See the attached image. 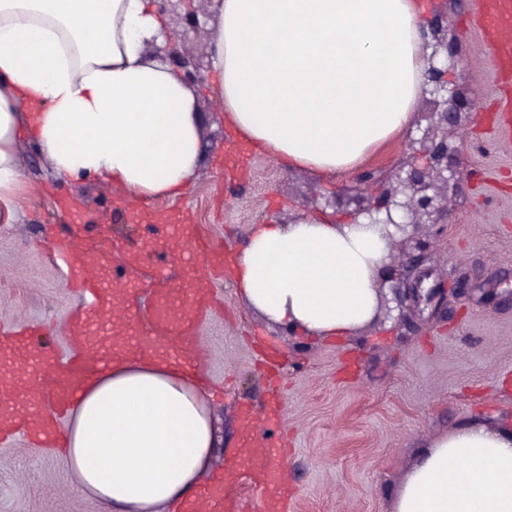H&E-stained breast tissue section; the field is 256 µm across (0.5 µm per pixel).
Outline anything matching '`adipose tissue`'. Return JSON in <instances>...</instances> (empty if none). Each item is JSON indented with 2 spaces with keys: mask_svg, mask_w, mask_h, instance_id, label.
<instances>
[{
  "mask_svg": "<svg viewBox=\"0 0 512 512\" xmlns=\"http://www.w3.org/2000/svg\"><path fill=\"white\" fill-rule=\"evenodd\" d=\"M210 55L232 136L288 169L342 174L402 135L421 99L428 0H213ZM153 0H0V199L17 196L27 125L58 177L96 174L132 200L168 198L197 171L195 96L168 65ZM388 243L378 224H256L229 273L266 320L351 336L377 312ZM214 426L199 380L123 355L86 383L67 462L113 512L194 498ZM395 512H512V429L437 439Z\"/></svg>",
  "mask_w": 512,
  "mask_h": 512,
  "instance_id": "adipose-tissue-1",
  "label": "adipose tissue"
}]
</instances>
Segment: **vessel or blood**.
<instances>
[{
  "mask_svg": "<svg viewBox=\"0 0 512 512\" xmlns=\"http://www.w3.org/2000/svg\"><path fill=\"white\" fill-rule=\"evenodd\" d=\"M481 43L488 50L497 75L496 110L501 119L496 138L512 140V0H483L475 20ZM178 236L189 239L190 249L204 270L217 273L224 267L221 241L204 235L194 224L177 225ZM110 253L89 255L81 242L68 248L67 281L83 297L84 306L68 319L66 334L70 349L66 376H59L54 354L40 335L43 326L27 323L0 325V442L17 431H24L38 449L57 448L62 436L55 426L56 416L70 411L81 383L112 361V347L125 336L157 344L160 337L176 339L172 358L194 369H201L199 347L202 319L215 302L210 288H158L155 308L147 323L134 322L133 299H121L112 287L108 271ZM278 448L252 456V476L263 503L261 512H279L285 499ZM235 487L222 475L203 479L198 498L184 512H241Z\"/></svg>",
  "mask_w": 512,
  "mask_h": 512,
  "instance_id": "vessel-or-blood-1",
  "label": "vessel or blood"
}]
</instances>
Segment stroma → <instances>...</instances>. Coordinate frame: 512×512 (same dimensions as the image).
Instances as JSON below:
<instances>
[{
  "label": "stroma",
  "instance_id": "obj_1",
  "mask_svg": "<svg viewBox=\"0 0 512 512\" xmlns=\"http://www.w3.org/2000/svg\"><path fill=\"white\" fill-rule=\"evenodd\" d=\"M166 30L189 38L191 63L201 73L195 110L201 128L198 173L181 193L166 199L126 201L109 180H60L48 157L18 134L22 190L0 222V324L17 318L53 330L56 365L64 367L65 326L80 305L64 278L72 239L91 253L112 251L114 279L135 280L139 305L150 315L149 289L181 285L183 245L163 225L177 212L238 249L251 225L284 222L316 194L336 186L285 170L278 160L251 150L247 169L223 168L233 139L219 113L208 45L209 0H162ZM477 0L449 11V30L467 62L462 91L473 98L467 127L478 147L455 203V220L420 266L424 288L457 275L470 278L458 315L422 304L404 310L400 326L378 323L353 336L316 339L274 325L248 309L233 283L212 280L219 308L202 321L203 374L217 419L219 445L212 468L233 472L245 500L260 493L240 462L250 451L243 407L263 412L280 405L277 425L258 436L272 443L287 436L280 462L293 491L289 512H393L395 496L427 445L456 429L478 424L512 426V147L488 131L486 104L496 77L474 28ZM151 262L162 253L163 280L128 270L125 253ZM0 512H103L82 493L65 459L29 446L23 437L0 443Z\"/></svg>",
  "mask_w": 512,
  "mask_h": 512
}]
</instances>
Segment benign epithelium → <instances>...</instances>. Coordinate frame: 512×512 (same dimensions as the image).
<instances>
[{"instance_id": "benign-epithelium-1", "label": "benign epithelium", "mask_w": 512, "mask_h": 512, "mask_svg": "<svg viewBox=\"0 0 512 512\" xmlns=\"http://www.w3.org/2000/svg\"><path fill=\"white\" fill-rule=\"evenodd\" d=\"M426 20L424 71L428 105L414 122L417 135L410 137L393 173L382 178L362 170L351 182L321 195V210L351 223L382 224L389 243H410L428 250L443 235L453 215L452 190L459 189L469 144L462 134L463 96L457 83L464 59L455 39L448 37L447 0H439ZM411 262L390 281L379 282V291L390 289L397 305L431 301L435 292L422 294L423 280L408 276Z\"/></svg>"}]
</instances>
